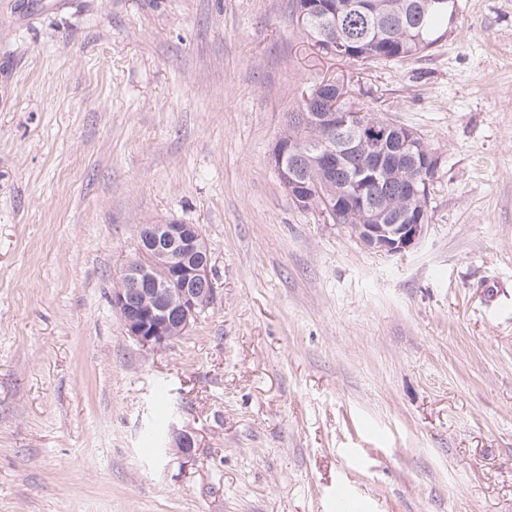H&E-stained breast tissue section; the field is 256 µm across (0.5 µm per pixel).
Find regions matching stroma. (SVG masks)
Segmentation results:
<instances>
[{
	"label": "stroma",
	"mask_w": 512,
	"mask_h": 512,
	"mask_svg": "<svg viewBox=\"0 0 512 512\" xmlns=\"http://www.w3.org/2000/svg\"><path fill=\"white\" fill-rule=\"evenodd\" d=\"M328 79L441 157L410 251L299 209L270 162ZM172 222L218 293L157 351L111 295ZM340 489L512 512V0L365 65L291 0H0V512H335Z\"/></svg>",
	"instance_id": "stroma-1"
}]
</instances>
